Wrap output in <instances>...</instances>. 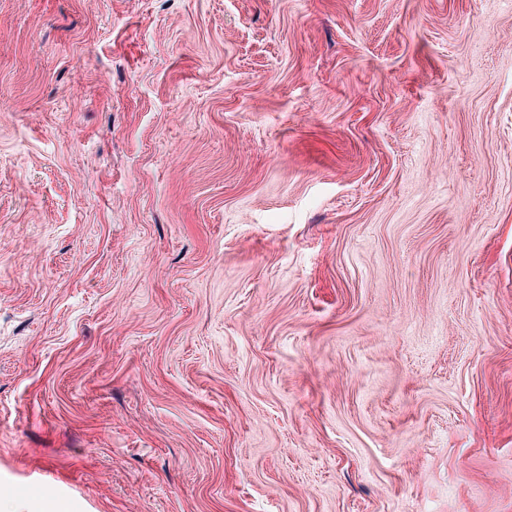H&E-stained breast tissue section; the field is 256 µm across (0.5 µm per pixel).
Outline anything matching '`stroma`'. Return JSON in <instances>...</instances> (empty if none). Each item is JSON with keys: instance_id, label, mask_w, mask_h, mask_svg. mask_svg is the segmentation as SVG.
<instances>
[{"instance_id": "obj_1", "label": "stroma", "mask_w": 512, "mask_h": 512, "mask_svg": "<svg viewBox=\"0 0 512 512\" xmlns=\"http://www.w3.org/2000/svg\"><path fill=\"white\" fill-rule=\"evenodd\" d=\"M512 512V0H0V512Z\"/></svg>"}]
</instances>
